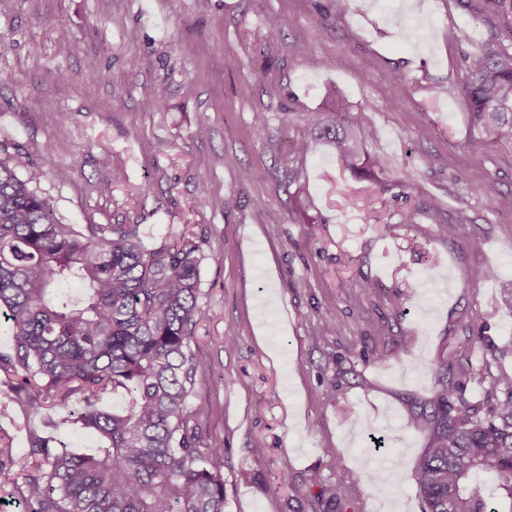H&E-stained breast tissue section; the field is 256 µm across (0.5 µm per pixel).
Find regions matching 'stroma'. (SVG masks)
I'll use <instances>...</instances> for the list:
<instances>
[{
  "mask_svg": "<svg viewBox=\"0 0 512 512\" xmlns=\"http://www.w3.org/2000/svg\"><path fill=\"white\" fill-rule=\"evenodd\" d=\"M491 31L454 0H0V142L43 169L57 217L139 225L149 249L184 233L201 245L188 402L204 447L224 451V512H318L322 488L349 485L329 512H420L428 437L408 418L459 360L475 366L455 391L471 403L512 374V150L456 147L471 134L463 58ZM357 113L390 162L378 181L332 146L296 151L316 120ZM78 410L39 429L95 451L67 420ZM29 429L24 405H0L15 459L0 512H36ZM376 469L392 480L371 483Z\"/></svg>",
  "mask_w": 512,
  "mask_h": 512,
  "instance_id": "1",
  "label": "stroma"
}]
</instances>
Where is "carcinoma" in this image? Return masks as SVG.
Listing matches in <instances>:
<instances>
[{
	"instance_id": "carcinoma-1",
	"label": "carcinoma",
	"mask_w": 512,
	"mask_h": 512,
	"mask_svg": "<svg viewBox=\"0 0 512 512\" xmlns=\"http://www.w3.org/2000/svg\"><path fill=\"white\" fill-rule=\"evenodd\" d=\"M499 31L465 57L471 130L512 148V0H484ZM330 141L341 163L359 168L353 135L321 126L297 150ZM42 169L19 148L0 143V317L11 349L0 352L3 403L24 400L31 418L80 396L78 419L98 435L92 454L59 449L33 429L25 463L28 496L38 512H224V449L201 451L188 398L197 364L192 330L198 303L199 245L181 237L154 250L138 224H64L38 189ZM72 282L83 288L68 290ZM474 374L460 363L438 377L431 413L409 425L428 432L411 474L421 512H512V376L503 398L486 407L451 401L454 378ZM123 389L120 412L99 406ZM12 442L0 435V474L12 468Z\"/></svg>"
}]
</instances>
